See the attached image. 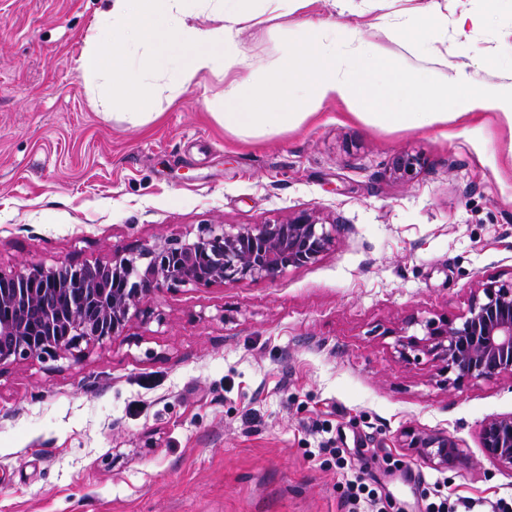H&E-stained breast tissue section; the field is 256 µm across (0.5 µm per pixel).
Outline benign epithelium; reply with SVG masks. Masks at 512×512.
<instances>
[{
    "mask_svg": "<svg viewBox=\"0 0 512 512\" xmlns=\"http://www.w3.org/2000/svg\"><path fill=\"white\" fill-rule=\"evenodd\" d=\"M418 154L396 158L392 175L403 181L421 167ZM336 247V224L316 207L264 224H208L195 236L161 238L94 265H26L0 271V365L20 359L72 354L124 333L145 299L164 288H208L274 278L317 262ZM400 357L426 350L444 364L447 386L512 379V275L480 280L461 322L424 324V338L401 335ZM485 454L512 472V415L488 418L481 429ZM407 447L448 467L461 457L446 436L407 433Z\"/></svg>",
    "mask_w": 512,
    "mask_h": 512,
    "instance_id": "1",
    "label": "benign epithelium"
}]
</instances>
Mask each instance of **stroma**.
Listing matches in <instances>:
<instances>
[{"label":"stroma","mask_w":512,"mask_h":512,"mask_svg":"<svg viewBox=\"0 0 512 512\" xmlns=\"http://www.w3.org/2000/svg\"><path fill=\"white\" fill-rule=\"evenodd\" d=\"M425 47L388 40L428 2ZM102 0H0V271L92 265L204 224H263L317 207L334 250L272 279L151 296L125 333L74 355L0 366V512H346V465L388 512L434 492L493 512L512 473L480 431L512 414V380L448 389L396 341L458 319L483 276L512 274V128L493 112L438 127L343 117L342 104L269 138L226 131L223 79L95 108L78 70ZM399 56L430 80L512 82V0H273L240 48L265 74L306 22ZM421 155L411 181L393 161ZM464 451L436 467L407 432Z\"/></svg>","instance_id":"35a3bbf8"}]
</instances>
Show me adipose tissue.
Segmentation results:
<instances>
[{"instance_id":"1","label":"adipose tissue","mask_w":512,"mask_h":512,"mask_svg":"<svg viewBox=\"0 0 512 512\" xmlns=\"http://www.w3.org/2000/svg\"><path fill=\"white\" fill-rule=\"evenodd\" d=\"M257 0H107L100 23L123 35V42L102 44L89 35L79 71L85 87H108L97 107L110 110L114 96L136 104L160 91L178 94L206 75L223 76L225 129L256 130L272 137L315 115L328 102L346 106L351 116L375 123L408 125L418 117L447 127L449 121L474 118L479 111L502 113L512 123V86L496 87L453 107L450 86L466 82L463 69L433 86L419 73L401 74L398 57L379 52L359 31L337 33L328 22L308 23L297 60L282 56L268 73V89L251 77L254 61L239 48L243 23H261ZM208 13L215 26L197 23Z\"/></svg>"}]
</instances>
